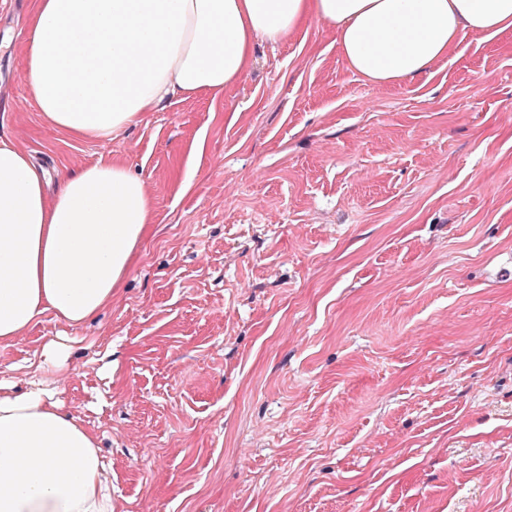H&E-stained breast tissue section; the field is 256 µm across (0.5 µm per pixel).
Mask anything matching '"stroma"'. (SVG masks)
<instances>
[{"label":"stroma","instance_id":"obj_1","mask_svg":"<svg viewBox=\"0 0 512 512\" xmlns=\"http://www.w3.org/2000/svg\"><path fill=\"white\" fill-rule=\"evenodd\" d=\"M0 0V139L102 158L153 222L111 304L0 341L96 438L112 512H512V30L385 86L314 21L108 142L49 126Z\"/></svg>","mask_w":512,"mask_h":512}]
</instances>
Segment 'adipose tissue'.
<instances>
[{
	"instance_id": "obj_1",
	"label": "adipose tissue",
	"mask_w": 512,
	"mask_h": 512,
	"mask_svg": "<svg viewBox=\"0 0 512 512\" xmlns=\"http://www.w3.org/2000/svg\"><path fill=\"white\" fill-rule=\"evenodd\" d=\"M320 21L378 85L428 73L471 33L512 29V0H36L21 46L47 122L109 141L177 100L213 98ZM152 219L142 179L98 161L62 179L0 140V340L44 312L84 322L112 301ZM0 512H112L94 436L36 391L0 400Z\"/></svg>"
}]
</instances>
